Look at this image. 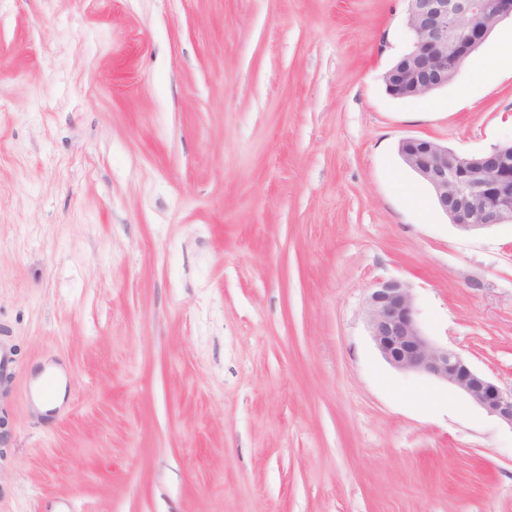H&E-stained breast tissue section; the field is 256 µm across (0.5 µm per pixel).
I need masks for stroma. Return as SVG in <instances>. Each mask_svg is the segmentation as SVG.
<instances>
[{"label":"stroma","instance_id":"35a3bbf8","mask_svg":"<svg viewBox=\"0 0 512 512\" xmlns=\"http://www.w3.org/2000/svg\"><path fill=\"white\" fill-rule=\"evenodd\" d=\"M406 11L0 0V512H512V429L365 324L402 281L512 385V223L459 231L398 150L511 141L512 42L397 98Z\"/></svg>","mask_w":512,"mask_h":512}]
</instances>
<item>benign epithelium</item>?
Masks as SVG:
<instances>
[{"label":"benign epithelium","mask_w":512,"mask_h":512,"mask_svg":"<svg viewBox=\"0 0 512 512\" xmlns=\"http://www.w3.org/2000/svg\"><path fill=\"white\" fill-rule=\"evenodd\" d=\"M412 50L384 75L397 97H423L451 82L463 57L512 16V0H407ZM405 163L432 189L450 223L470 232L512 223V149L458 156L433 140L411 137L399 144ZM366 326L392 367L444 381L476 406L512 428V388L475 370L458 352L437 346L422 332L414 297L398 280L377 283L367 299Z\"/></svg>","instance_id":"7a95c632"}]
</instances>
